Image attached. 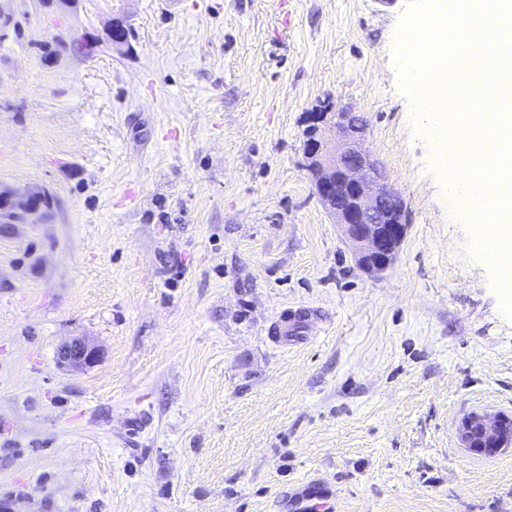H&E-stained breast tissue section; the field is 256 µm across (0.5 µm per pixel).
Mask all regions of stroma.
Returning <instances> with one entry per match:
<instances>
[{
  "label": "stroma",
  "mask_w": 512,
  "mask_h": 512,
  "mask_svg": "<svg viewBox=\"0 0 512 512\" xmlns=\"http://www.w3.org/2000/svg\"><path fill=\"white\" fill-rule=\"evenodd\" d=\"M417 6L0 0V188L53 198L0 224V512H512L457 435L512 415V318L394 61ZM324 104L407 207L379 275L305 167ZM57 357L62 364L73 368L90 367L101 359L100 349L85 340H75L59 347Z\"/></svg>",
  "instance_id": "obj_1"
}]
</instances>
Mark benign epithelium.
I'll return each instance as SVG.
<instances>
[{
  "label": "benign epithelium",
  "mask_w": 512,
  "mask_h": 512,
  "mask_svg": "<svg viewBox=\"0 0 512 512\" xmlns=\"http://www.w3.org/2000/svg\"><path fill=\"white\" fill-rule=\"evenodd\" d=\"M115 48L128 44V30L120 20L109 29ZM367 127L349 111L310 112L304 157L315 194L341 228L359 265L378 274L396 260L408 228L404 200L387 171L363 147ZM40 192L24 194L0 190L14 224H40L46 211L38 203ZM59 361L69 367H90L101 359L100 349L85 340L59 347ZM464 448L475 455H496L512 447V415L494 416L477 411L464 416L457 427Z\"/></svg>",
  "instance_id": "1"
}]
</instances>
